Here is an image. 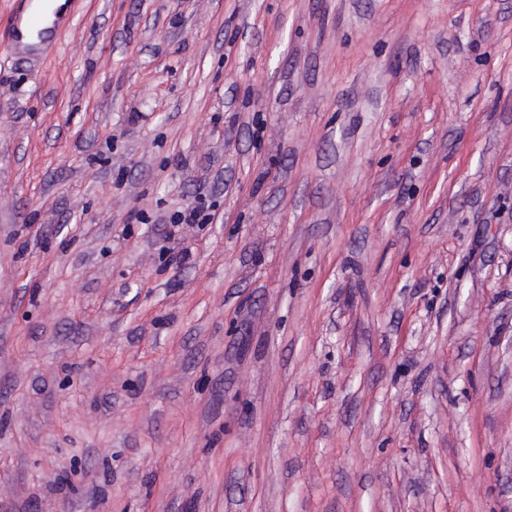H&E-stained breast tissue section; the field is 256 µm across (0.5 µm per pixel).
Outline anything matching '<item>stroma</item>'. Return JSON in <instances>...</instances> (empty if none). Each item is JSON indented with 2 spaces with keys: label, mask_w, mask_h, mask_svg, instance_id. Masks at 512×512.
<instances>
[{
  "label": "stroma",
  "mask_w": 512,
  "mask_h": 512,
  "mask_svg": "<svg viewBox=\"0 0 512 512\" xmlns=\"http://www.w3.org/2000/svg\"><path fill=\"white\" fill-rule=\"evenodd\" d=\"M55 15L0 52V512H512V0Z\"/></svg>",
  "instance_id": "stroma-1"
}]
</instances>
